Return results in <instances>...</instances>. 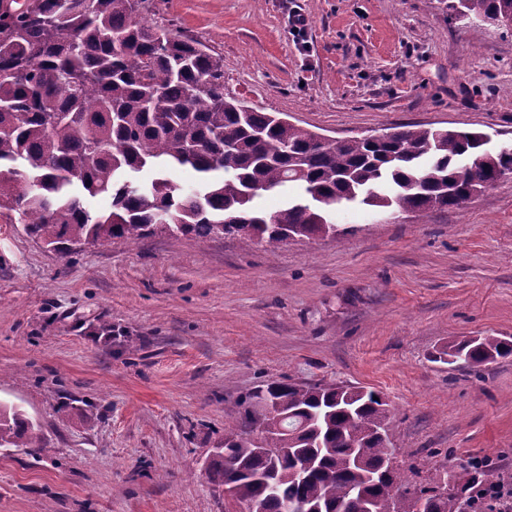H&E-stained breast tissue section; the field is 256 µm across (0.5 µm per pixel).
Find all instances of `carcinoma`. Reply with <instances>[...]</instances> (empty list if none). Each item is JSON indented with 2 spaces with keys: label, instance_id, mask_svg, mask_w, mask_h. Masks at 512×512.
Listing matches in <instances>:
<instances>
[{
  "label": "carcinoma",
  "instance_id": "obj_1",
  "mask_svg": "<svg viewBox=\"0 0 512 512\" xmlns=\"http://www.w3.org/2000/svg\"><path fill=\"white\" fill-rule=\"evenodd\" d=\"M148 9L149 0H0V173L34 184L23 200L0 182V218L65 252L149 237L161 224L205 240L227 222L275 248L332 231L329 209L342 202L463 211L512 168L481 132L405 125L390 139H336L258 112L224 94V66L205 45L139 18ZM472 16L512 19V0H448L449 19ZM182 168L197 174L188 192L171 177ZM290 185L282 209L252 207L259 192ZM101 194L111 210L93 213L87 198ZM510 356L511 337L476 336L433 359L474 368ZM238 406L242 422L206 471L262 512H356L361 498L374 512H487L503 485L483 462L450 465L433 483L413 464L389 465L388 403L365 387L270 382ZM0 447L46 445L38 426L0 406Z\"/></svg>",
  "mask_w": 512,
  "mask_h": 512
}]
</instances>
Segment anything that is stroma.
<instances>
[{"instance_id":"obj_1","label":"stroma","mask_w":512,"mask_h":512,"mask_svg":"<svg viewBox=\"0 0 512 512\" xmlns=\"http://www.w3.org/2000/svg\"><path fill=\"white\" fill-rule=\"evenodd\" d=\"M147 18L221 56L229 94L328 136L512 133V30L450 22L443 0H150ZM331 220L355 234L65 256L0 220V403L48 444L0 447V512H234L204 463L238 399L286 380L381 392L397 458L427 480L475 457L512 480V357L432 359L512 336V175L462 211ZM510 356H512L511 337L476 336L448 345L433 355V359L448 365L462 361L465 365L474 368Z\"/></svg>"}]
</instances>
